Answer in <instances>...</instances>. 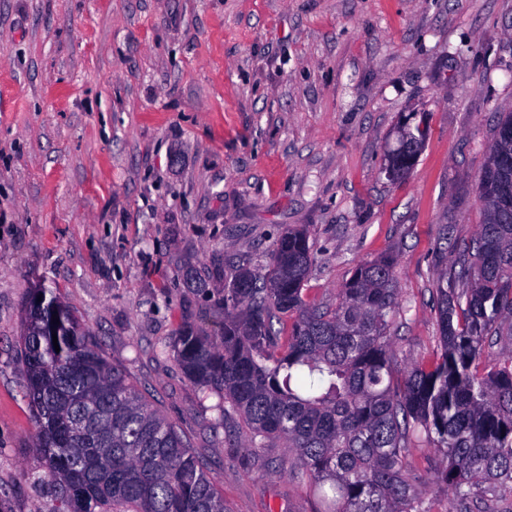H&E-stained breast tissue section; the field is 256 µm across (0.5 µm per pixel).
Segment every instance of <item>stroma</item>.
I'll return each instance as SVG.
<instances>
[{"label":"stroma","instance_id":"stroma-1","mask_svg":"<svg viewBox=\"0 0 512 512\" xmlns=\"http://www.w3.org/2000/svg\"><path fill=\"white\" fill-rule=\"evenodd\" d=\"M509 113L512 0H0V512L57 510L20 356L39 285L176 426L226 512H317L283 442L250 447L169 344L186 324L219 335L225 273L300 228L316 306L394 258L396 367L430 363L437 274L484 220ZM407 115L429 137L391 182ZM437 458L411 442L426 508L458 512Z\"/></svg>","mask_w":512,"mask_h":512}]
</instances>
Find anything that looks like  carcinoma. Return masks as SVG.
I'll return each mask as SVG.
<instances>
[{"label":"carcinoma","instance_id":"carcinoma-1","mask_svg":"<svg viewBox=\"0 0 512 512\" xmlns=\"http://www.w3.org/2000/svg\"><path fill=\"white\" fill-rule=\"evenodd\" d=\"M480 181L505 182L486 163ZM307 235L284 231L268 268L224 276L220 336L180 328L186 378L220 397L252 437L294 452L318 512H426L409 444L439 453L435 477L460 512L512 494V214L485 208L477 238L436 282L440 345L429 366L393 365L394 260L358 264L334 309L305 300ZM25 308L24 383L59 512H225L224 498L174 425L112 366L54 295ZM295 316L286 343L274 328ZM57 338H52V334ZM500 347L494 358L486 348ZM60 351H55V348Z\"/></svg>","mask_w":512,"mask_h":512}]
</instances>
